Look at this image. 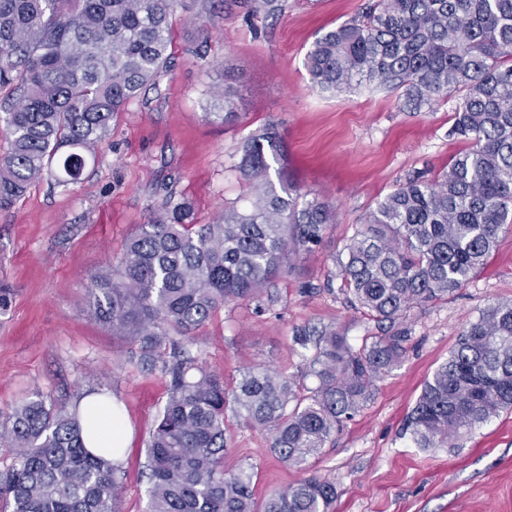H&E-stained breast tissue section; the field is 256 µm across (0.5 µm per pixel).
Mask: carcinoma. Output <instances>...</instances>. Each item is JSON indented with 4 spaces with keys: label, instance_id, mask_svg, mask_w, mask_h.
Here are the masks:
<instances>
[{
    "label": "carcinoma",
    "instance_id": "carcinoma-1",
    "mask_svg": "<svg viewBox=\"0 0 512 512\" xmlns=\"http://www.w3.org/2000/svg\"><path fill=\"white\" fill-rule=\"evenodd\" d=\"M176 0H0V208L39 179L76 184L127 104L167 71ZM254 0L252 18L282 11ZM312 86L340 92L364 82L400 90L414 112L457 93L448 137L469 143L436 179L399 185L370 212L338 259L350 302L383 323L412 304L465 286L512 223V0H375L359 18L324 32L306 53ZM287 156L273 124L248 139L236 169L243 204L194 223L185 199L139 225L117 264L89 277V314L139 346L130 362L171 375L147 448L146 512H329L333 483L309 474L257 507L252 474L224 468V417L232 409L272 437L282 462L308 471L353 417L406 336L392 331L354 349L330 330L296 341L313 347L308 394L270 368L236 385L182 347L229 302L250 300L317 245L334 209L284 177ZM171 349L173 362L160 360ZM512 409V303L470 322L418 396L408 429L438 448ZM0 512H119L116 448H86L78 408L48 406L33 392L0 410Z\"/></svg>",
    "mask_w": 512,
    "mask_h": 512
}]
</instances>
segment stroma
<instances>
[{
  "mask_svg": "<svg viewBox=\"0 0 512 512\" xmlns=\"http://www.w3.org/2000/svg\"><path fill=\"white\" fill-rule=\"evenodd\" d=\"M373 0H282L281 13L251 19L240 0H177L172 60L157 85L122 112L78 184L43 179L0 209V409L39 392L74 406L90 393L115 401L132 429L121 464L120 512H145L147 443L170 378L130 364L134 344L87 315L90 274L117 263L139 225L162 217L167 197L187 199L207 224L246 184L235 166L247 139L276 124L288 176L328 200L336 221L321 243L294 260L269 296L226 304L189 343L190 356L235 386L243 371L267 366L316 385L310 350L297 331L334 330L353 348L383 326L351 306L337 255L380 200L413 177L434 179L467 142L452 139L453 97L429 110L404 108L399 92L364 85L328 94L304 66L316 37L357 18ZM238 91L237 119L219 117L224 86ZM512 301V225L469 282L434 303L410 307L396 326L407 352L377 376L362 409L345 420L309 470L332 481V512H512V410L455 441L420 448L406 419L425 382L464 327L490 305ZM224 466L253 471L256 503L302 473L270 451L268 433L234 413L224 419Z\"/></svg>",
  "mask_w": 512,
  "mask_h": 512,
  "instance_id": "35a3bbf8",
  "label": "stroma"
}]
</instances>
